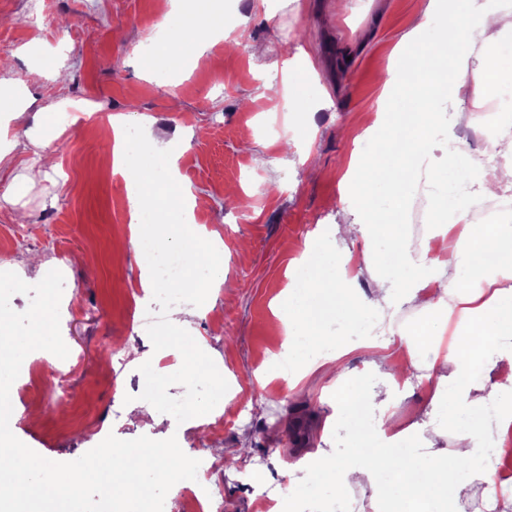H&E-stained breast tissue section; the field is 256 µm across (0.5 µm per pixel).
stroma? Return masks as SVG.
<instances>
[{
    "mask_svg": "<svg viewBox=\"0 0 512 512\" xmlns=\"http://www.w3.org/2000/svg\"><path fill=\"white\" fill-rule=\"evenodd\" d=\"M233 26L235 41L215 43L196 65H169L171 80L144 76L137 47L150 25L168 14V0H56L48 17H28L27 0H0V78L18 86L24 122L0 112V128L16 140L12 162L0 168V226L13 223L18 238L7 254L25 282L38 283L48 267L66 262L60 316L69 349L83 353L72 370L57 371L70 404L93 395L104 421L99 433L58 438L39 413L24 414L12 398L10 429L46 459L69 462L107 434L131 440L176 437L183 451L212 462L197 478L219 486L224 512H268L249 487H274L294 512H323L327 486L293 480L303 455L291 441L303 418L326 424L307 436L308 448L344 456L349 439L336 421L337 390L316 372L284 371L277 351L285 331L275 314L307 241L335 236L341 179L348 160L369 152L364 125L388 111L387 79L401 71L397 45L422 25L435 35L440 17H425L427 0H348L333 11L329 0H291L265 18L259 0H216ZM302 47L296 94L326 101L318 112L288 109L277 65ZM57 51L65 81L42 67ZM91 106L97 114L148 128L178 157L179 181L197 198V223L224 243V282L193 295L163 286L134 298L140 268L124 221V181L105 158L110 141L101 123L81 125L67 110ZM64 128L53 137L55 128ZM49 144L56 166L27 182L29 159ZM315 161L309 177L296 171L299 152ZM201 309L191 329L178 321L188 305ZM137 349L140 362L128 351ZM201 354L223 382L187 379L188 354ZM111 360L115 384L98 377ZM304 391L296 400L290 388ZM163 395H150L154 382ZM192 392L194 420L174 410ZM224 430L209 433L215 412Z\"/></svg>",
    "mask_w": 512,
    "mask_h": 512,
    "instance_id": "1",
    "label": "stroma"
}]
</instances>
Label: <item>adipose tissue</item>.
I'll return each instance as SVG.
<instances>
[{"label": "adipose tissue", "instance_id": "adipose-tissue-1", "mask_svg": "<svg viewBox=\"0 0 512 512\" xmlns=\"http://www.w3.org/2000/svg\"><path fill=\"white\" fill-rule=\"evenodd\" d=\"M425 12L441 15L443 22L430 39H422L417 27L403 38L404 94L411 103L388 113L374 132V149L350 160L342 178L345 210L358 212L364 226L363 250L356 255L336 246H306L307 274L292 277L285 318L286 353L299 356L318 347V354L309 355V368L331 388L342 381L339 361L347 353L326 334L335 320L354 329L370 319L385 325L394 309L411 302L432 323L438 344L427 362L408 341L363 335L368 377L348 386L336 411L351 447L340 459L322 448L307 456L312 481L339 491H367L381 512H408L420 500L438 504L440 512H461L473 486L498 483L484 458L512 455V446L492 436L493 428L512 425V224L472 223L456 196L463 183L474 185L478 198L512 190V129L493 139L502 163L490 171L467 149L437 152L439 138H454L457 127L471 124L473 108L512 81V55L500 51L507 36L502 19L512 14V0H428ZM224 37L219 23L206 40L172 32L161 41L159 55L195 64ZM475 43L482 44L481 52H471ZM112 132V168L127 178L132 237L145 235L141 214L152 207L156 214L146 235L166 243L173 222L190 223L194 196L183 187L170 204L158 202L140 183L142 155L126 146L120 127ZM399 142L405 146L401 154L394 150ZM417 186L431 196L433 229L415 250L404 239L400 214L408 191ZM352 268L370 276L371 295L357 292L348 276ZM414 373L427 396L413 407L410 423L400 429L364 427L359 412L389 406L401 390V376ZM490 407L491 423L484 418ZM444 432L453 436V449L419 460L416 450ZM402 441L411 452L399 459L393 448ZM385 475L392 483H382Z\"/></svg>", "mask_w": 512, "mask_h": 512}]
</instances>
